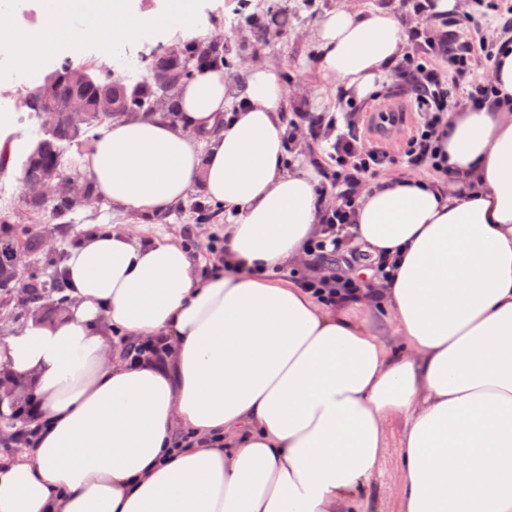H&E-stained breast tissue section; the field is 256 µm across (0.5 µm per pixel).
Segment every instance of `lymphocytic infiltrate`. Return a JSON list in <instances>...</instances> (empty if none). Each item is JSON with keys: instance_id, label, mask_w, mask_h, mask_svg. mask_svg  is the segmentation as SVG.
Returning <instances> with one entry per match:
<instances>
[{"instance_id": "lymphocytic-infiltrate-1", "label": "lymphocytic infiltrate", "mask_w": 512, "mask_h": 512, "mask_svg": "<svg viewBox=\"0 0 512 512\" xmlns=\"http://www.w3.org/2000/svg\"><path fill=\"white\" fill-rule=\"evenodd\" d=\"M406 9L417 21L411 29L415 50L396 62L392 77L394 86L412 99L420 122L406 140L402 157L409 168L435 170L439 167L437 143L445 113L462 103L476 108L498 98L491 80L474 76L477 66H493L498 42L449 31L431 36L427 26L432 15L426 0H406ZM361 112V105L351 99L345 112H303L288 122V140H295L299 130H306L312 139L328 144L327 157L336 165V203L321 215L323 237L310 245L311 252L319 255L338 252L359 201V185L392 162L387 152L367 145L357 133Z\"/></svg>"}]
</instances>
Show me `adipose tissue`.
Masks as SVG:
<instances>
[{
	"mask_svg": "<svg viewBox=\"0 0 512 512\" xmlns=\"http://www.w3.org/2000/svg\"><path fill=\"white\" fill-rule=\"evenodd\" d=\"M38 11L25 29L0 14V42L31 76L59 44L78 54L197 21L194 0L160 15L112 0ZM315 35L321 72L360 97L409 39L378 8L328 12ZM492 76L499 100L447 117V176L364 189L350 245L369 286L350 302L275 276L324 234L313 178L283 169L275 69L249 73L240 105L224 72L203 71L180 89V125L104 130L84 155L97 195L161 214L203 185L228 218L224 267L196 278L168 236L96 232L68 251L69 313L0 342V368L37 399L30 443L0 459V512H343L388 452L393 417L402 512H512V42ZM380 310L400 350L373 330ZM159 337L164 360L127 357Z\"/></svg>",
	"mask_w": 512,
	"mask_h": 512,
	"instance_id": "1",
	"label": "adipose tissue"
}]
</instances>
